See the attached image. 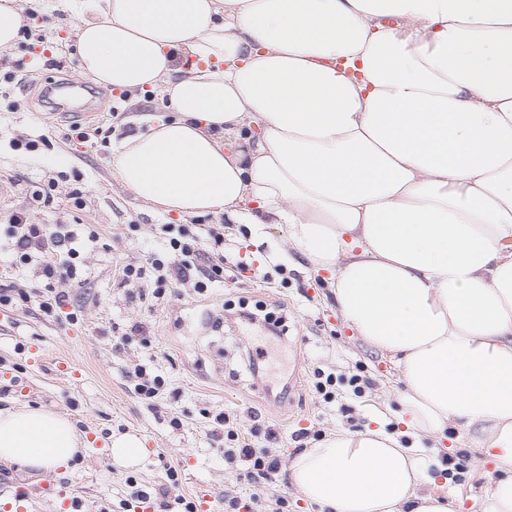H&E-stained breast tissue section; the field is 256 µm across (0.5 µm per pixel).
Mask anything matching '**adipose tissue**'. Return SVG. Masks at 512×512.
<instances>
[{"mask_svg":"<svg viewBox=\"0 0 512 512\" xmlns=\"http://www.w3.org/2000/svg\"><path fill=\"white\" fill-rule=\"evenodd\" d=\"M85 75L161 89L125 137L136 198L283 224L336 307L395 358L404 434H336L292 464L327 512H451L417 437L478 431L512 512V0H73ZM75 425L0 410V462L70 468Z\"/></svg>","mask_w":512,"mask_h":512,"instance_id":"ef3b65f1","label":"adipose tissue"}]
</instances>
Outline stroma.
<instances>
[{
	"mask_svg": "<svg viewBox=\"0 0 512 512\" xmlns=\"http://www.w3.org/2000/svg\"><path fill=\"white\" fill-rule=\"evenodd\" d=\"M26 17V35L0 47V173L11 181L0 189V214L26 211L32 224H94L105 244L87 253L88 286L74 289L83 318L71 324L44 317L37 307L0 308V408L39 407L68 416L87 441L68 471L47 472L0 463V485L18 484L31 492L29 512H57L64 499L79 512H130L137 491L157 494L174 487L195 500L205 490L215 504L236 496L249 500L255 489L238 466L224 461V444L215 437L217 414L237 420L242 431L271 429L269 445L280 461L270 492L285 496L288 512H319L291 481V465L315 435L358 434L369 429L401 430L395 413L406 390L395 360L370 345L336 308L326 274L311 275L293 251L280 224H236L223 214L179 216L137 199L118 181L114 147L126 136L148 133L153 121L174 119L166 98L155 91L124 92L95 85L92 113L48 107L43 91L50 83L76 79L82 71L74 50L79 19L68 0H16ZM46 36L52 55L32 69L27 45ZM90 130L88 142L70 139L73 124ZM55 178L64 188L84 191L87 206L31 198L34 185ZM220 224L224 252L242 269L204 296L192 288L165 300L129 298L115 265L138 260L159 247L164 224ZM125 224L139 225L124 236ZM292 261H279L280 252ZM282 316V342L266 336L257 309ZM146 326L153 338L141 344L129 330ZM264 351L268 372L257 378L249 359ZM67 362L60 373L58 362ZM143 364L161 374L167 390L156 402L141 399L126 378ZM335 380L336 400L325 403L314 390V373ZM367 384L353 395L348 379ZM349 405L342 415L340 405ZM179 426H172V419ZM309 438L295 439L299 429ZM137 436L145 446L139 463L116 465L106 448L110 436ZM469 455L463 473L437 481L435 491L476 512V502L497 473L473 431L462 429L449 453ZM177 472L170 482L169 472Z\"/></svg>",
	"mask_w": 512,
	"mask_h": 512,
	"instance_id": "35a3bbf8",
	"label": "stroma"
}]
</instances>
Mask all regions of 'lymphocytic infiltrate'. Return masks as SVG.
Returning <instances> with one entry per match:
<instances>
[{"label":"lymphocytic infiltrate","mask_w":512,"mask_h":512,"mask_svg":"<svg viewBox=\"0 0 512 512\" xmlns=\"http://www.w3.org/2000/svg\"><path fill=\"white\" fill-rule=\"evenodd\" d=\"M162 231L165 243L160 251L119 266L118 275L129 293L163 300L186 284L202 295L223 283L229 264L223 233L199 224H166ZM99 240V232L90 224L78 230L68 224H32L20 212L8 215L0 233V261L13 267H32L42 283L29 290L15 282L0 283V306L34 303L45 317L79 322L80 310L67 307L68 289L84 282L82 242L95 245ZM216 421L224 429L225 461L244 462V478L250 484L271 481L279 468L278 459L268 450L256 448L226 414H218Z\"/></svg>","instance_id":"f902f5d3"}]
</instances>
